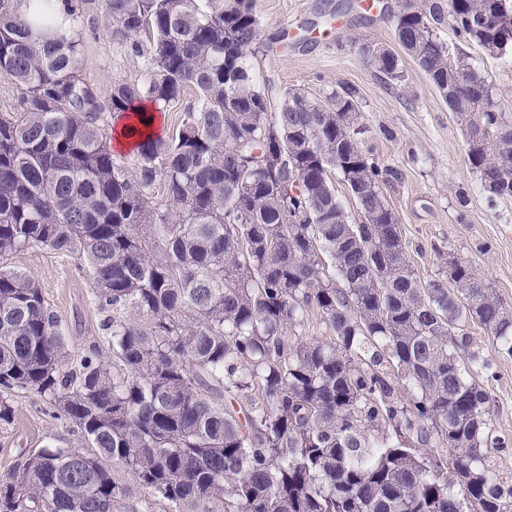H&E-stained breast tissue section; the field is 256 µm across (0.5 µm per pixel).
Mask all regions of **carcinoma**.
Returning a JSON list of instances; mask_svg holds the SVG:
<instances>
[{"label": "carcinoma", "mask_w": 512, "mask_h": 512, "mask_svg": "<svg viewBox=\"0 0 512 512\" xmlns=\"http://www.w3.org/2000/svg\"><path fill=\"white\" fill-rule=\"evenodd\" d=\"M0 0V77L18 91L0 113V426L8 395L36 394L80 445L30 451L0 477V512H512L490 465L489 364L465 324L512 355V308L465 260L457 295L422 282L383 187L396 172L362 150L357 91L288 90L277 111L252 65L253 0H103L111 36L141 49L140 83L107 101L76 67L53 0ZM402 50L358 39L392 82L402 56L428 74L466 135L488 202L512 198L501 164L512 136L484 74L448 59L435 26L491 58L512 54V0H422L394 15ZM192 88L181 125L144 134L153 105ZM110 108L142 137L135 170L99 125ZM362 191L353 224L335 181ZM162 182V195L154 187ZM83 257L112 345L71 361L60 319L22 249ZM315 311L327 336L296 328Z\"/></svg>", "instance_id": "1"}]
</instances>
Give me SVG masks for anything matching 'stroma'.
I'll list each match as a JSON object with an SVG mask.
<instances>
[{
	"label": "stroma",
	"mask_w": 512,
	"mask_h": 512,
	"mask_svg": "<svg viewBox=\"0 0 512 512\" xmlns=\"http://www.w3.org/2000/svg\"><path fill=\"white\" fill-rule=\"evenodd\" d=\"M402 0H379L365 9L362 0H255L262 47L253 60L259 85L270 104L285 90L299 88L325 99L337 87H354L369 129L365 146L398 173L386 198L408 243L409 259L421 281L441 278L447 256L467 260L512 307V198L488 203L478 176L465 159L461 125L454 120L430 77L405 59L407 79L392 83L357 54L355 38L392 47L393 15ZM70 28L78 33L81 78L107 94L113 83H138L147 70L145 53L113 39L103 22L102 0H72ZM476 65L503 109L512 113V56L489 59L473 51ZM467 203H460L459 192ZM12 269L39 282L70 353L79 357L93 345L109 351L104 315L93 302V282L79 255L32 247L12 254ZM472 344L490 365L476 381L491 396V425L512 441V356L498 351L490 333L467 324ZM13 422L0 427V475L21 452L67 437L66 427L41 410L27 391L11 392Z\"/></svg>",
	"instance_id": "obj_1"
}]
</instances>
